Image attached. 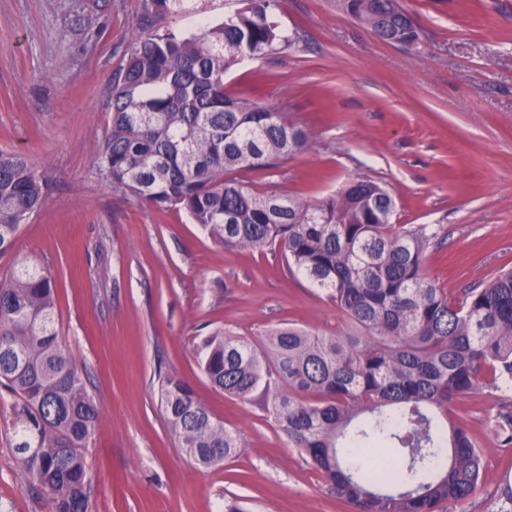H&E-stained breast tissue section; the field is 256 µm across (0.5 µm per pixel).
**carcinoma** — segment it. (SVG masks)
I'll return each mask as SVG.
<instances>
[{
	"label": "carcinoma",
	"instance_id": "carcinoma-1",
	"mask_svg": "<svg viewBox=\"0 0 512 512\" xmlns=\"http://www.w3.org/2000/svg\"><path fill=\"white\" fill-rule=\"evenodd\" d=\"M276 0H234L224 20L190 34L164 25L190 0H139L131 46L112 83V124L99 146L112 188L158 210L185 212L227 248L276 250L347 317L335 334L292 324L252 340L218 332L199 346L203 374L249 401L356 512H440L469 498L481 457L448 405L483 387L512 390V270L450 298L423 272L433 235L392 222L396 201L370 179L323 198L253 190L234 177L306 151L310 135L285 113L224 92V74L292 40ZM379 39L419 34L402 0H336ZM46 180L21 154L0 151V254L40 207ZM51 271L21 263L0 273V386L14 398V448L25 486L50 512H90L86 448L99 408L58 342ZM161 404L186 457L222 465L245 448L196 399L164 377ZM498 436L512 444V399ZM391 450L386 482L363 462Z\"/></svg>",
	"mask_w": 512,
	"mask_h": 512
}]
</instances>
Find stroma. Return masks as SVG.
I'll use <instances>...</instances> for the list:
<instances>
[{
    "instance_id": "obj_1",
    "label": "stroma",
    "mask_w": 512,
    "mask_h": 512,
    "mask_svg": "<svg viewBox=\"0 0 512 512\" xmlns=\"http://www.w3.org/2000/svg\"><path fill=\"white\" fill-rule=\"evenodd\" d=\"M419 40L388 44L335 0H277L292 46L246 60L227 93L305 126L312 148L242 170L252 189L307 198L353 178L382 182L394 223L435 233L423 270L449 297L512 268V0H403ZM138 0H0V150L49 178L0 271L28 261L56 280L58 339L100 418L88 450L92 512H356L333 495L287 436L249 402L224 396L199 367L205 336L259 339L275 324L313 333L346 316L287 272L279 255L225 248L185 213L113 189L98 153L111 124ZM175 373L243 454L203 470L178 446L160 405ZM501 394L461 397L448 415L482 455L480 483L443 512H512V447H501ZM0 389V512H49L26 488Z\"/></svg>"
}]
</instances>
